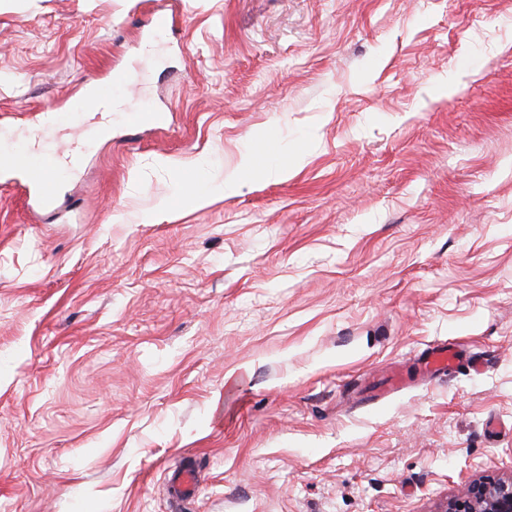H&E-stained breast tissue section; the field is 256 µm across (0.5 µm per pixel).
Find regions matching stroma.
<instances>
[{"label":"stroma","instance_id":"obj_1","mask_svg":"<svg viewBox=\"0 0 512 512\" xmlns=\"http://www.w3.org/2000/svg\"><path fill=\"white\" fill-rule=\"evenodd\" d=\"M116 70L164 124L125 96L47 210L0 164V512H440L511 475L512 0H0V155L72 142L42 113ZM449 337L482 369L419 379ZM174 496L177 500H187L195 496L198 490L197 471L194 466H186L171 478Z\"/></svg>","mask_w":512,"mask_h":512}]
</instances>
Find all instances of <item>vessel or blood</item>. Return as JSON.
<instances>
[{
	"instance_id": "1",
	"label": "vessel or blood",
	"mask_w": 512,
	"mask_h": 512,
	"mask_svg": "<svg viewBox=\"0 0 512 512\" xmlns=\"http://www.w3.org/2000/svg\"><path fill=\"white\" fill-rule=\"evenodd\" d=\"M133 83L125 72L114 73L108 85L99 89L96 104L100 109H112L115 96L132 91ZM99 134L95 128H87L80 144L71 147L65 152H51L38 149L30 153L14 157L12 166L23 172L26 186L33 193L38 204L42 207H51L55 197V180L53 174L64 166L76 165L80 155L90 152ZM461 359L453 341L431 347L427 350L420 363V370L424 375L433 376L448 369L458 367ZM174 496L178 500H186L195 496L198 490L197 471L194 466H186L171 479Z\"/></svg>"
}]
</instances>
